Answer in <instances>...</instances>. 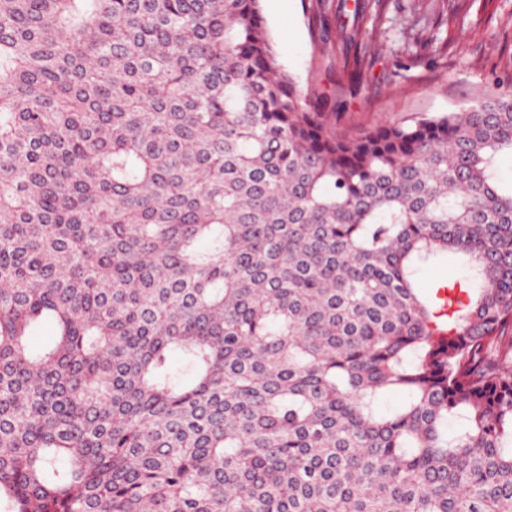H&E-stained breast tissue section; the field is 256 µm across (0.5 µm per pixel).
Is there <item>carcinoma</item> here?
I'll use <instances>...</instances> for the list:
<instances>
[{
    "mask_svg": "<svg viewBox=\"0 0 512 512\" xmlns=\"http://www.w3.org/2000/svg\"><path fill=\"white\" fill-rule=\"evenodd\" d=\"M341 108L261 0H0L7 512H512V95ZM464 276V269L460 263L447 260H431L420 266L416 280L419 287L427 295L434 291L435 285L440 281L450 279H461Z\"/></svg>",
    "mask_w": 512,
    "mask_h": 512,
    "instance_id": "carcinoma-1",
    "label": "carcinoma"
}]
</instances>
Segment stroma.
Instances as JSON below:
<instances>
[{
    "label": "stroma",
    "mask_w": 512,
    "mask_h": 512,
    "mask_svg": "<svg viewBox=\"0 0 512 512\" xmlns=\"http://www.w3.org/2000/svg\"><path fill=\"white\" fill-rule=\"evenodd\" d=\"M387 0L371 19L373 63L354 80L338 35L321 38L317 0H262L277 59L305 92L344 97L348 132L454 110L512 89V0Z\"/></svg>",
    "instance_id": "35a3bbf8"
}]
</instances>
